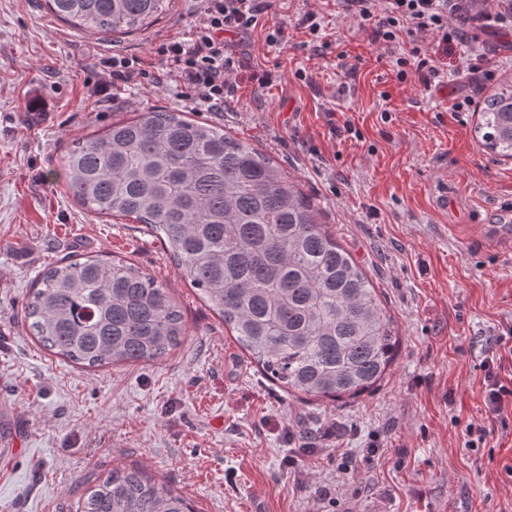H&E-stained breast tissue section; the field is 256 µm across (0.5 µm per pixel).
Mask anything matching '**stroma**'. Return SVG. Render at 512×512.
Here are the masks:
<instances>
[{
  "mask_svg": "<svg viewBox=\"0 0 512 512\" xmlns=\"http://www.w3.org/2000/svg\"><path fill=\"white\" fill-rule=\"evenodd\" d=\"M39 2L0 0V512H76L118 464L165 478L196 512H512V413L489 420L482 398V362L512 330V160L473 132L484 99L512 79V31H478L476 72L459 68L464 45L425 40L444 75L427 89L414 73L398 81L338 0H283L287 47L261 28L227 35L223 111L184 110L172 84L113 87L105 109L101 60L119 50L158 62L162 42L187 37L197 0L116 42ZM309 10L314 38L300 26ZM261 69L272 86L251 81ZM152 107L223 125L320 201L401 338L379 390L340 406L283 393L143 224L73 199L62 177L72 142ZM96 255L171 287L186 342L160 361L91 371L38 345L21 312L37 275ZM473 426L488 430L475 448Z\"/></svg>",
  "mask_w": 512,
  "mask_h": 512,
  "instance_id": "obj_1",
  "label": "stroma"
}]
</instances>
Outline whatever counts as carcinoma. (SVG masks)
<instances>
[{"instance_id":"carcinoma-1","label":"carcinoma","mask_w":512,"mask_h":512,"mask_svg":"<svg viewBox=\"0 0 512 512\" xmlns=\"http://www.w3.org/2000/svg\"><path fill=\"white\" fill-rule=\"evenodd\" d=\"M59 20L104 38L139 33L174 0H45ZM512 159V81L474 127ZM88 212L132 217L156 234L264 375L286 392L339 401L372 391L399 338L378 293L320 221L321 209L272 158L224 126L163 107L75 141L64 158ZM23 322L49 352L84 369L154 362L188 335L163 283L124 260L85 257L43 270ZM77 512H195L147 471L116 465Z\"/></svg>"}]
</instances>
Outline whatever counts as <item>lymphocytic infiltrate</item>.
<instances>
[{"label":"lymphocytic infiltrate","mask_w":512,"mask_h":512,"mask_svg":"<svg viewBox=\"0 0 512 512\" xmlns=\"http://www.w3.org/2000/svg\"><path fill=\"white\" fill-rule=\"evenodd\" d=\"M278 0H200L197 20L188 37L171 39L160 45L159 71L144 69L136 57L120 53L104 59L105 79L99 92L103 103H111L110 90L116 83L138 85L147 81L163 86V66L174 64V81L180 99L187 107L209 112L224 109L229 87L225 81L232 62L227 54L225 34L246 33L275 15ZM343 13L359 23L370 24L371 38L394 53L399 80L418 73L424 86L441 76L432 58L423 56L414 39L419 34L434 36L440 45L451 40H466L470 26L495 22L512 27V7L489 13L482 9L469 13L465 0H339ZM264 25V24H263ZM411 38L412 47L402 48V38Z\"/></svg>","instance_id":"1"}]
</instances>
